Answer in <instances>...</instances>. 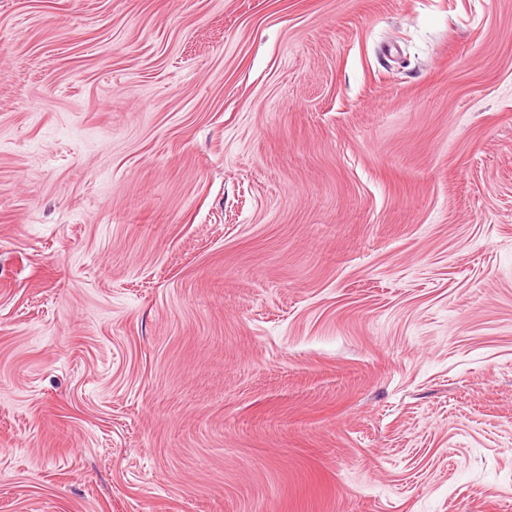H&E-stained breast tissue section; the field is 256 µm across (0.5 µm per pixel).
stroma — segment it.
I'll use <instances>...</instances> for the list:
<instances>
[{
  "instance_id": "1",
  "label": "stroma",
  "mask_w": 512,
  "mask_h": 512,
  "mask_svg": "<svg viewBox=\"0 0 512 512\" xmlns=\"http://www.w3.org/2000/svg\"><path fill=\"white\" fill-rule=\"evenodd\" d=\"M0 512H512V0H0Z\"/></svg>"
}]
</instances>
